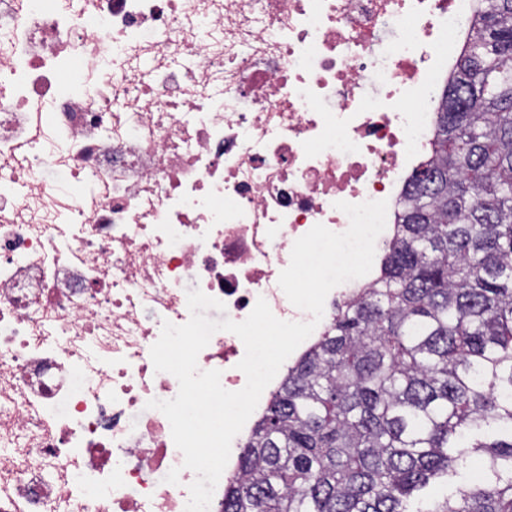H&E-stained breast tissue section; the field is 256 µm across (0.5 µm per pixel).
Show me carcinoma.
Listing matches in <instances>:
<instances>
[{"label": "carcinoma", "mask_w": 512, "mask_h": 512, "mask_svg": "<svg viewBox=\"0 0 512 512\" xmlns=\"http://www.w3.org/2000/svg\"><path fill=\"white\" fill-rule=\"evenodd\" d=\"M472 453L485 481L430 512H512V0H481L379 276L272 393L224 512H405Z\"/></svg>", "instance_id": "1"}]
</instances>
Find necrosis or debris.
Instances as JSON below:
<instances>
[{
    "label": "necrosis or debris",
    "mask_w": 512,
    "mask_h": 512,
    "mask_svg": "<svg viewBox=\"0 0 512 512\" xmlns=\"http://www.w3.org/2000/svg\"><path fill=\"white\" fill-rule=\"evenodd\" d=\"M480 0H0V512H185L155 371L187 293L240 322L336 204L389 243ZM245 348L200 370L241 390ZM179 468V481L166 475Z\"/></svg>",
    "instance_id": "obj_1"
}]
</instances>
